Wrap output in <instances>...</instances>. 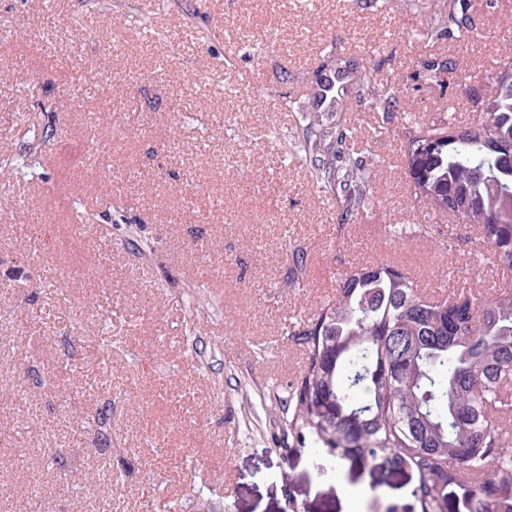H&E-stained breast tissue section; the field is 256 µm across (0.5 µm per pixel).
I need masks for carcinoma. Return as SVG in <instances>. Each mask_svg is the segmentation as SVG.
Returning a JSON list of instances; mask_svg holds the SVG:
<instances>
[{"mask_svg":"<svg viewBox=\"0 0 512 512\" xmlns=\"http://www.w3.org/2000/svg\"><path fill=\"white\" fill-rule=\"evenodd\" d=\"M428 28L437 36L473 35L469 0H448ZM423 69L432 79L458 75L452 58ZM344 74L357 77L369 108L398 109L399 90L372 85L369 69ZM490 83L492 96L466 95L479 114L474 126L450 117L408 131L404 158L414 199L475 227L497 265L512 272V81L497 72ZM311 94L334 98L336 75H322ZM304 121L300 160L316 184L341 188L347 213L367 209L374 154L354 151V129L333 111L310 112ZM0 169L35 175L24 156L1 158ZM292 336L306 362L289 392L288 431L314 437L338 459L413 472L420 512H512L511 291L432 298L401 266L361 267L344 273L336 297Z\"/></svg>","mask_w":512,"mask_h":512,"instance_id":"carcinoma-1","label":"carcinoma"}]
</instances>
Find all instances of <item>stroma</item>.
Masks as SVG:
<instances>
[{
  "label": "stroma",
  "mask_w": 512,
  "mask_h": 512,
  "mask_svg": "<svg viewBox=\"0 0 512 512\" xmlns=\"http://www.w3.org/2000/svg\"><path fill=\"white\" fill-rule=\"evenodd\" d=\"M447 3L0 0V156L40 163L0 174V512H347L345 486L358 512H417L414 474L337 461L282 421L305 361L290 333L343 273L394 262L431 297L512 286L405 175L406 130L476 119L416 85L421 61L482 85L512 56V0L476 38H427ZM339 65L406 85L396 112L341 104L356 147L383 133L376 206L345 222L293 154L307 83ZM91 128L112 139L96 169Z\"/></svg>",
  "instance_id": "obj_1"
}]
</instances>
